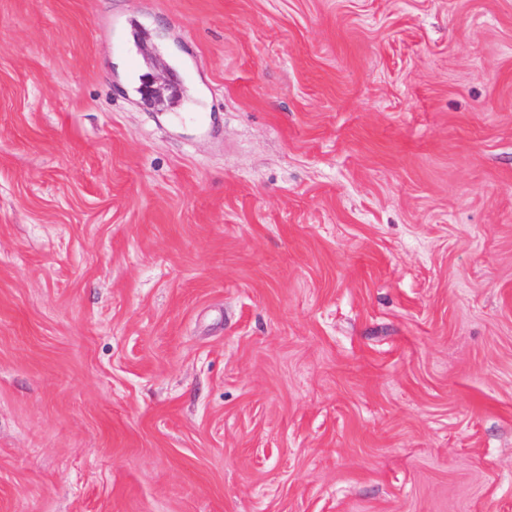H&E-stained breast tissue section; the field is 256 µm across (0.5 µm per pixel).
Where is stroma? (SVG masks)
<instances>
[{
    "label": "stroma",
    "mask_w": 512,
    "mask_h": 512,
    "mask_svg": "<svg viewBox=\"0 0 512 512\" xmlns=\"http://www.w3.org/2000/svg\"><path fill=\"white\" fill-rule=\"evenodd\" d=\"M0 512H512V0H0Z\"/></svg>",
    "instance_id": "1"
}]
</instances>
